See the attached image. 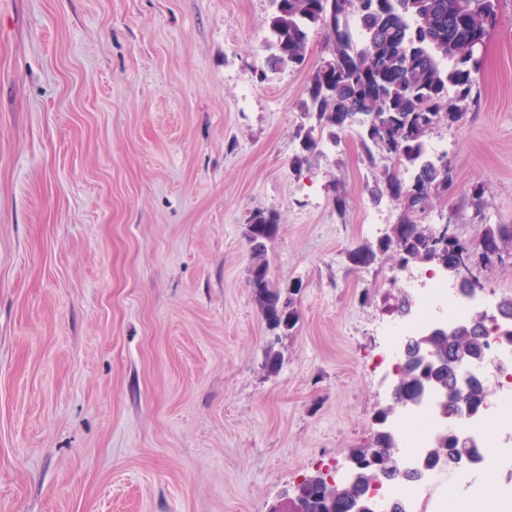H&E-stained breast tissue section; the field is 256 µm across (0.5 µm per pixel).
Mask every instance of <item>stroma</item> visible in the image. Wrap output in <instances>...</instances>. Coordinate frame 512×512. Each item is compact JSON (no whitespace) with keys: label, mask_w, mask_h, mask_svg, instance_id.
<instances>
[{"label":"stroma","mask_w":512,"mask_h":512,"mask_svg":"<svg viewBox=\"0 0 512 512\" xmlns=\"http://www.w3.org/2000/svg\"><path fill=\"white\" fill-rule=\"evenodd\" d=\"M496 11L465 115L428 136L456 191L423 221L470 243L512 224V0ZM270 17L0 0V512H269L372 440L391 282L424 266L352 263L401 207L372 195L359 126L295 163L322 39L270 69ZM258 211L274 282L300 286L280 337L248 283ZM473 274L490 308L512 299V264Z\"/></svg>","instance_id":"35a3bbf8"}]
</instances>
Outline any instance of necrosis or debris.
Instances as JSON below:
<instances>
[{
	"label": "necrosis or debris",
	"instance_id": "necrosis-or-debris-1",
	"mask_svg": "<svg viewBox=\"0 0 512 512\" xmlns=\"http://www.w3.org/2000/svg\"><path fill=\"white\" fill-rule=\"evenodd\" d=\"M402 288L412 301L414 314L403 322H387L385 332H422L435 316L442 315L454 322L476 307L475 302L459 297L432 273L410 275L403 280ZM485 342L487 359L478 372L486 382L488 394L476 420L440 419L436 409L439 398L428 394L421 404L403 413L391 427L403 461L415 460L439 434L453 429L491 447L492 452L484 464L471 467L469 476L459 475L447 483L442 482L439 468L434 467L427 472L424 487L383 483L375 488V498L403 499L407 512H505L512 503V473H501L499 479L491 483L482 479L488 466L499 465L501 461L504 440L495 418L500 408L512 405V347L504 346L495 318L486 321Z\"/></svg>",
	"mask_w": 512,
	"mask_h": 512
}]
</instances>
